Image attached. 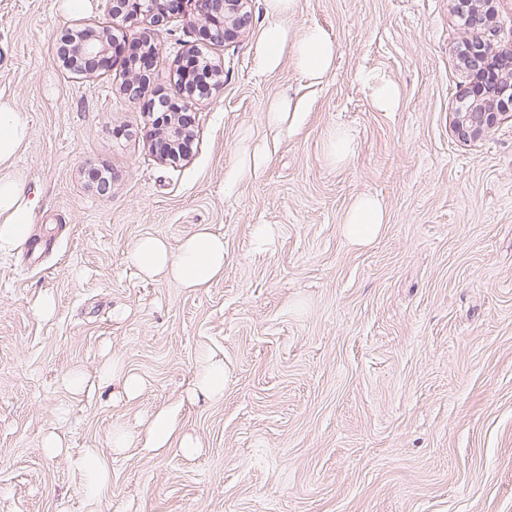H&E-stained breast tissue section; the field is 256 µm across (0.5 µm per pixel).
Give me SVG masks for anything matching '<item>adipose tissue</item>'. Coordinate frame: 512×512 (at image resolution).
<instances>
[{"mask_svg":"<svg viewBox=\"0 0 512 512\" xmlns=\"http://www.w3.org/2000/svg\"><path fill=\"white\" fill-rule=\"evenodd\" d=\"M297 0H264L268 22L254 49L260 73L278 70L285 55H292L298 70L311 82L322 81L334 67L336 45L316 26L296 32L286 20ZM31 135L27 112L9 100H0V254L12 252L28 238L35 219L36 202L29 198L25 178L15 160ZM386 222L381 201L359 197L348 213L345 234L355 244L370 242ZM131 262L145 277L161 275L181 287H209L224 273V239L199 226L178 248L171 250L158 237L141 238L131 253Z\"/></svg>","mask_w":512,"mask_h":512,"instance_id":"obj_1","label":"adipose tissue"}]
</instances>
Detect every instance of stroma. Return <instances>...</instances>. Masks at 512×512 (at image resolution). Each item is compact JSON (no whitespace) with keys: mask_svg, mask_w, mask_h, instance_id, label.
I'll use <instances>...</instances> for the list:
<instances>
[{"mask_svg":"<svg viewBox=\"0 0 512 512\" xmlns=\"http://www.w3.org/2000/svg\"><path fill=\"white\" fill-rule=\"evenodd\" d=\"M248 10L245 34L214 45L186 0L157 40L150 86L169 103L191 47L222 70L192 103L189 162L172 166L150 148L149 98L123 92L147 18L77 75L54 54L63 0H0V99L30 114L16 167L37 201L28 241L0 256V512H512V118L476 142L451 129L479 82L461 61L479 28L455 0H297L289 27L336 45L313 84L289 56L256 72L263 0ZM365 73L397 85L395 111ZM285 93L303 111L276 130L265 109ZM246 136L264 160L232 185ZM96 169L112 173L106 192ZM364 195L387 222L356 245L344 216ZM203 224L224 238L210 287L131 266L139 238L175 248ZM203 356L224 365L223 397L195 387ZM115 359L135 395L100 383ZM161 408L178 440L149 449ZM89 450L109 467L94 507L71 465Z\"/></svg>","mask_w":512,"mask_h":512,"instance_id":"obj_1","label":"stroma"}]
</instances>
